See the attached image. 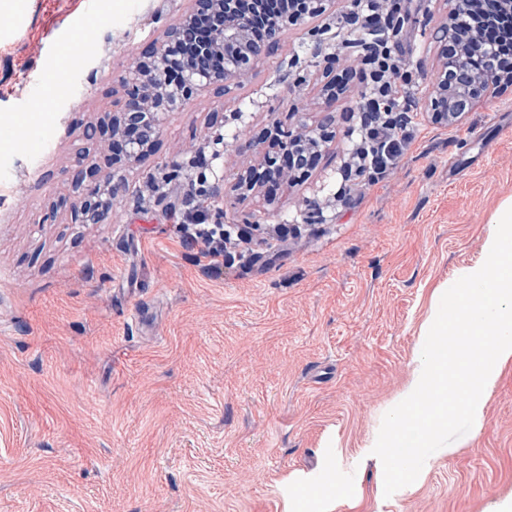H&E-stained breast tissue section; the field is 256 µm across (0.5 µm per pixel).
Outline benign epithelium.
Listing matches in <instances>:
<instances>
[{
  "instance_id": "obj_1",
  "label": "benign epithelium",
  "mask_w": 512,
  "mask_h": 512,
  "mask_svg": "<svg viewBox=\"0 0 512 512\" xmlns=\"http://www.w3.org/2000/svg\"><path fill=\"white\" fill-rule=\"evenodd\" d=\"M304 12L283 11L271 15L267 0H190L188 10L167 28L160 40L127 65L121 82L124 95L114 103L110 122L91 125L85 137L91 142L110 130L112 166L120 170L138 165L161 134V116L178 108L193 93L240 78L257 67L279 46L281 35L290 26H302L322 15L330 0H302ZM488 21L512 17V0H484ZM466 0H448V20L438 39L441 65L436 71L425 108L438 122L456 123L474 103L491 89L485 78L466 65L467 46L459 39L452 20L463 10ZM324 115L315 125L297 122L285 130L274 126L262 138L277 142L283 156L296 159L293 170L307 171L320 147L334 137L336 83L321 89ZM86 172L76 171L72 186L77 193L72 207L76 224H99L108 218L112 200L125 189L123 177L112 175L102 185L85 186ZM263 179L287 186L293 179L278 163V157L262 155L257 164L238 174L232 190L245 194Z\"/></svg>"
}]
</instances>
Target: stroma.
I'll list each match as a JSON object with an SVG mask.
<instances>
[{
	"label": "stroma",
	"instance_id": "stroma-1",
	"mask_svg": "<svg viewBox=\"0 0 512 512\" xmlns=\"http://www.w3.org/2000/svg\"><path fill=\"white\" fill-rule=\"evenodd\" d=\"M346 4L286 30L248 78L167 113L101 224L72 223L59 203L83 163L96 166L89 185L112 170L85 131L111 117L127 63L189 2L30 0L24 15L0 13V127H51L42 155L0 148V512H282L281 483L300 472L334 512H497L512 498V368L454 453L428 457L414 492L385 496L372 453L433 290L483 261L512 196L511 86L456 124L422 109L448 0H418L410 18L420 128L383 180L335 198L351 82L307 176L272 202L211 199L224 225H261L248 251L216 273L181 242L184 179L209 168L233 183L264 152L259 131L294 112L320 120L315 44L335 52ZM218 134L221 158L200 159L196 145ZM172 163L179 179L145 193ZM275 224L289 225L287 240L271 238Z\"/></svg>",
	"mask_w": 512,
	"mask_h": 512
}]
</instances>
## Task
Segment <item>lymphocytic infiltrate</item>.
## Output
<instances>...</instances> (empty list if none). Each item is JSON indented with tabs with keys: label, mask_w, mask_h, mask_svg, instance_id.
<instances>
[{
	"label": "lymphocytic infiltrate",
	"mask_w": 512,
	"mask_h": 512,
	"mask_svg": "<svg viewBox=\"0 0 512 512\" xmlns=\"http://www.w3.org/2000/svg\"><path fill=\"white\" fill-rule=\"evenodd\" d=\"M414 0H352L348 11L336 19L344 44L359 48L363 86L354 102L363 119L353 145L354 165L372 181L382 179L414 138L411 100L417 79L406 61L404 44ZM190 208L180 227L186 245H200L209 268L224 265V227L208 223L206 199L187 193Z\"/></svg>",
	"instance_id": "f902f5d3"
}]
</instances>
